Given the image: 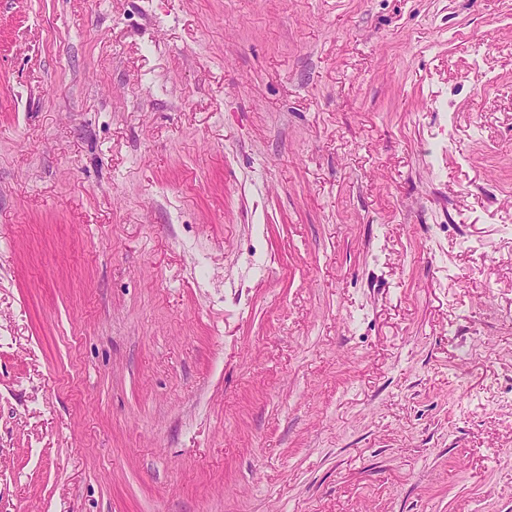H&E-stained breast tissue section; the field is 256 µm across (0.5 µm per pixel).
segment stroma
Returning <instances> with one entry per match:
<instances>
[{"label": "stroma", "instance_id": "35a3bbf8", "mask_svg": "<svg viewBox=\"0 0 512 512\" xmlns=\"http://www.w3.org/2000/svg\"><path fill=\"white\" fill-rule=\"evenodd\" d=\"M0 512H512V0H0Z\"/></svg>", "mask_w": 512, "mask_h": 512}]
</instances>
